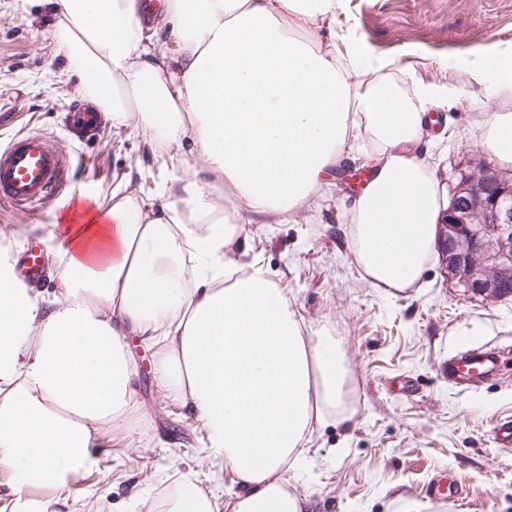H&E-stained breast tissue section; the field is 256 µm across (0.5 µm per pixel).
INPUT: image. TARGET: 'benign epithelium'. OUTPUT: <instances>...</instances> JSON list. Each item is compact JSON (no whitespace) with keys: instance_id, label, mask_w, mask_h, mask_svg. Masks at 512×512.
Instances as JSON below:
<instances>
[{"instance_id":"1","label":"benign epithelium","mask_w":512,"mask_h":512,"mask_svg":"<svg viewBox=\"0 0 512 512\" xmlns=\"http://www.w3.org/2000/svg\"><path fill=\"white\" fill-rule=\"evenodd\" d=\"M448 279L485 301L512 297V178L485 162L449 188L438 223Z\"/></svg>"}]
</instances>
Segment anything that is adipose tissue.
<instances>
[{"mask_svg": "<svg viewBox=\"0 0 512 512\" xmlns=\"http://www.w3.org/2000/svg\"><path fill=\"white\" fill-rule=\"evenodd\" d=\"M48 2L84 97L186 163L174 186L139 184L66 225L51 298L0 251V494L11 512H57L56 489L139 411L131 329L158 343L157 381L231 475L222 497L185 470L146 512H307L287 474L317 427L353 416L343 353L331 334H307L261 266L234 260L242 226L299 213L347 140L369 139L372 178L350 208L355 258L372 286L413 287L443 207L417 149L422 114L452 90L400 94L388 62L338 51L337 0H164L173 59L146 33L141 0ZM462 72L481 87L483 146L512 167V45L471 52Z\"/></svg>", "mask_w": 512, "mask_h": 512, "instance_id": "ef3b65f1", "label": "adipose tissue"}]
</instances>
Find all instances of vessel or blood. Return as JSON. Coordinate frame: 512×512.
Masks as SVG:
<instances>
[{
	"label": "vessel or blood",
	"mask_w": 512,
	"mask_h": 512,
	"mask_svg": "<svg viewBox=\"0 0 512 512\" xmlns=\"http://www.w3.org/2000/svg\"><path fill=\"white\" fill-rule=\"evenodd\" d=\"M68 185V164L50 140L38 135L16 137L0 152V202L21 210L34 203H47ZM38 245H29L18 267L27 282L37 280L43 268ZM487 352L479 349L448 359V378L464 381L488 372Z\"/></svg>",
	"instance_id": "b4317fda"
}]
</instances>
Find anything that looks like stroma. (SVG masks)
I'll list each match as a JSON object with an SVG mask.
<instances>
[{"instance_id": "stroma-1", "label": "stroma", "mask_w": 512, "mask_h": 512, "mask_svg": "<svg viewBox=\"0 0 512 512\" xmlns=\"http://www.w3.org/2000/svg\"><path fill=\"white\" fill-rule=\"evenodd\" d=\"M336 13L337 46L355 43L388 61L405 93L456 84L474 48L512 45V0H340ZM52 22L46 0H0V151L17 134L43 135L71 173L70 187L51 203L0 208L8 233L0 247L15 256L32 239L50 254L55 226L79 218L84 201L108 207L140 180L169 184L180 174L166 153L108 115L79 136L66 125L84 97L62 70ZM430 113L442 123L424 132L419 147L440 188L478 162L493 163L481 145L477 86ZM327 181L328 191L287 223L252 216L235 255L238 264H261L305 327L329 331L345 351L353 417L314 432L292 485L309 498L310 512H512V447L493 443L496 423L512 416V300L463 296L437 258L416 287H373L349 236L347 209L359 189L333 170ZM127 342L148 420L114 427L97 464L71 478L61 496L81 493L95 512H139V499L161 478L188 468L224 494L231 476L207 454L201 421L173 404L154 376L157 345L134 331ZM477 347L496 352V373L475 385L450 383L449 356ZM444 476L457 481L461 504L430 498Z\"/></svg>"}]
</instances>
